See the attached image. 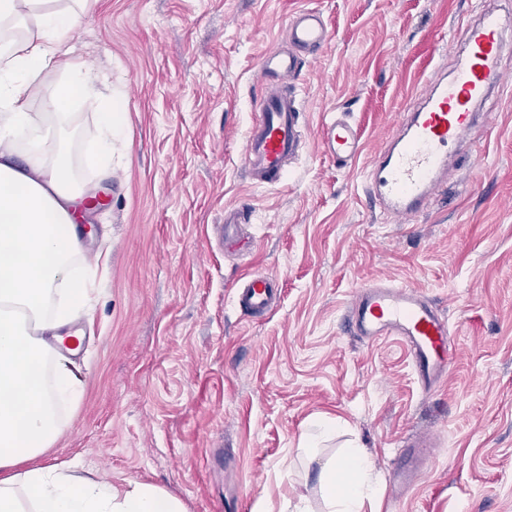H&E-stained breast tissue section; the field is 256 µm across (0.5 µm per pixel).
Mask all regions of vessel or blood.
Masks as SVG:
<instances>
[{"mask_svg": "<svg viewBox=\"0 0 512 512\" xmlns=\"http://www.w3.org/2000/svg\"><path fill=\"white\" fill-rule=\"evenodd\" d=\"M288 32L293 45L311 54L329 38L325 22L313 9L296 12ZM503 34L502 16L495 10L478 8L475 20L461 27L450 71L433 69L426 81V96L393 126L386 147L373 160L368 185L371 198L389 214L398 218L416 215L445 184L450 148L463 143L479 119L477 105L485 103L504 78ZM299 64L298 56L278 50L260 63L265 91L241 157L243 170L256 185L280 184L300 154L304 109L283 91ZM322 147L348 170L361 152L355 127L336 119L325 124ZM278 294L275 276L248 275L236 289L234 300L243 311L264 314L274 310ZM345 320L349 332L365 341L398 340L423 388L447 380L454 355L448 341V319L418 289L374 280L356 295ZM434 445L433 437L426 433L414 435L407 443L393 468L400 489L410 487L415 471L429 459L428 448Z\"/></svg>", "mask_w": 512, "mask_h": 512, "instance_id": "1", "label": "vessel or blood"}]
</instances>
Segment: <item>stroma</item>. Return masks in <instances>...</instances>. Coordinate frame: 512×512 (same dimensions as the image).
<instances>
[{
    "instance_id": "1",
    "label": "stroma",
    "mask_w": 512,
    "mask_h": 512,
    "mask_svg": "<svg viewBox=\"0 0 512 512\" xmlns=\"http://www.w3.org/2000/svg\"><path fill=\"white\" fill-rule=\"evenodd\" d=\"M474 0H90L76 52L122 95L112 162L87 170L99 135L84 115L71 165L98 203L84 225L106 278L80 326L78 399L61 405L38 466L77 463L114 485L138 480L186 512H326L322 466L350 446L373 463L380 512H512V45L504 86L471 136L482 170L448 168L416 216L393 221L366 193L372 158L449 54ZM310 8L330 39L288 86L307 147L281 184L249 181L242 145L264 92L263 56ZM363 145L354 169L320 146L333 118ZM243 221L222 241L225 212ZM280 280L274 311H242L244 274ZM384 278L447 315V381L422 390L403 345L342 321ZM335 421L321 435L319 422ZM434 434L406 492L390 480L405 438Z\"/></svg>"
}]
</instances>
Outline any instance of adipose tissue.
<instances>
[{"instance_id":"obj_1","label":"adipose tissue","mask_w":512,"mask_h":512,"mask_svg":"<svg viewBox=\"0 0 512 512\" xmlns=\"http://www.w3.org/2000/svg\"><path fill=\"white\" fill-rule=\"evenodd\" d=\"M88 0H0V24L19 34L0 51V512H186L182 501L147 482L125 487L31 466L58 431V404L77 398L70 359L51 341L91 302L95 280L76 265L86 240L78 210L94 188L78 184L69 143L79 108L100 129L84 158L112 160L122 134L120 100L99 87L71 44ZM60 81L45 89L44 79ZM47 95L48 111L30 103ZM372 466L359 448L319 475L328 512L375 504Z\"/></svg>"}]
</instances>
